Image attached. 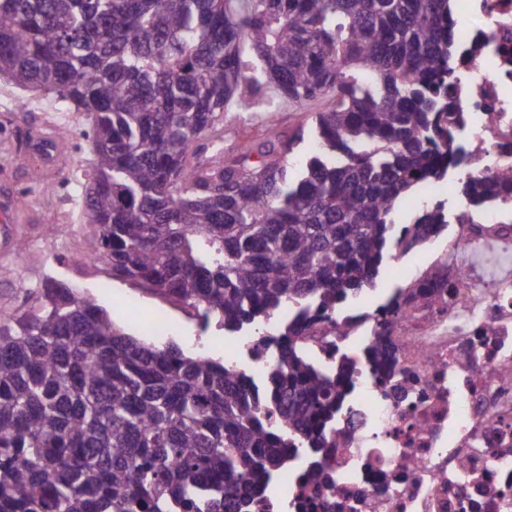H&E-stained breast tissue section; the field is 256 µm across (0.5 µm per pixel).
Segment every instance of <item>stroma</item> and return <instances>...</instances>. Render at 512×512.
Returning a JSON list of instances; mask_svg holds the SVG:
<instances>
[{
	"instance_id": "35a3bbf8",
	"label": "stroma",
	"mask_w": 512,
	"mask_h": 512,
	"mask_svg": "<svg viewBox=\"0 0 512 512\" xmlns=\"http://www.w3.org/2000/svg\"><path fill=\"white\" fill-rule=\"evenodd\" d=\"M308 112L285 103L271 112H228L227 119L236 131L235 142L261 141L273 134H283L307 122ZM86 117L66 111L51 98L21 90L0 80V192L21 193L17 221L9 233L0 237V319L19 308L36 303V291L46 278H55L81 288L107 309L113 322L127 333L141 336L163 301L143 288L114 279L106 261L88 263L84 258L87 240L95 231L88 224L78 182L90 163V143L84 138ZM35 138L56 140L67 166L50 163L38 152L18 154L11 141L13 131ZM59 225L58 233H48V225ZM436 236L429 243L396 252L385 261L376 286L355 299L361 309H373L383 303L412 271L423 267L432 252L443 243ZM36 255L34 264L23 266L19 253ZM175 326L168 335L154 338L162 347L176 343L186 353L197 351L198 343L208 346V356L220 359L224 347L232 343L231 334L201 331L196 322L181 309H174Z\"/></svg>"
}]
</instances>
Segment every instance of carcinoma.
I'll use <instances>...</instances> for the list:
<instances>
[{
	"label": "carcinoma",
	"instance_id": "1",
	"mask_svg": "<svg viewBox=\"0 0 512 512\" xmlns=\"http://www.w3.org/2000/svg\"><path fill=\"white\" fill-rule=\"evenodd\" d=\"M459 28L451 0H0V72L91 120L85 259L204 331L296 309L264 339L257 385L45 280L0 320V512H252L288 449L326 448L350 367L309 359L297 336L447 227L442 200L399 230L394 214L461 164ZM268 89L331 104L226 154L224 112L270 105ZM462 193L479 209L512 195V175L466 177ZM405 302L399 289L379 308V369Z\"/></svg>",
	"mask_w": 512,
	"mask_h": 512
}]
</instances>
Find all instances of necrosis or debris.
Segmentation results:
<instances>
[{"instance_id": "obj_1", "label": "necrosis or debris", "mask_w": 512, "mask_h": 512, "mask_svg": "<svg viewBox=\"0 0 512 512\" xmlns=\"http://www.w3.org/2000/svg\"><path fill=\"white\" fill-rule=\"evenodd\" d=\"M452 99L465 115L467 174L512 171V0H465ZM512 199L473 212L405 286L390 329L391 380L366 359L370 313L307 324L309 356H347L350 392L329 447L288 451L257 512H512ZM446 287H435L439 271ZM227 363L262 374L271 357L243 335Z\"/></svg>"}]
</instances>
